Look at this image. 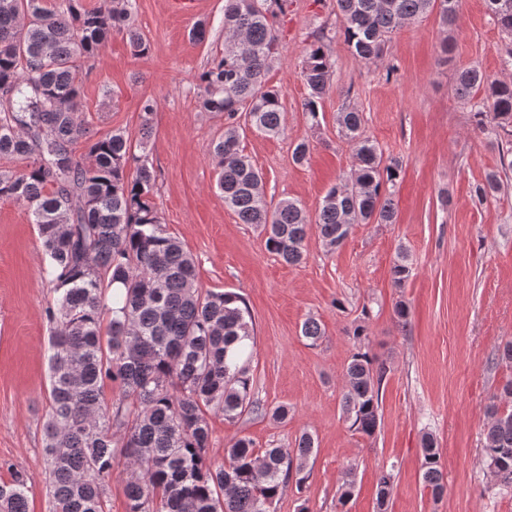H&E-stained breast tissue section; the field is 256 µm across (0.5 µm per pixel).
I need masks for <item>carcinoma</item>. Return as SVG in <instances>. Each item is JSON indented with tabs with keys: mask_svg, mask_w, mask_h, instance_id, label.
Returning a JSON list of instances; mask_svg holds the SVG:
<instances>
[{
	"mask_svg": "<svg viewBox=\"0 0 512 512\" xmlns=\"http://www.w3.org/2000/svg\"><path fill=\"white\" fill-rule=\"evenodd\" d=\"M501 32L512 40V0H485ZM460 0H336L339 28L352 55L378 60L393 32L429 14L443 31L455 27ZM288 0H224V51L196 77L200 107L224 114V135L214 148L216 185L241 223L265 234L267 248L284 263L302 262L313 229L332 251L355 224H392L390 188L400 165L362 128V113L347 105L336 113L339 133L351 146L353 168L323 196L315 218L296 200L274 204L263 176L240 148V130L265 136L284 131L281 92L266 82L280 62L278 16ZM132 0H65L50 10L42 0H0V154L31 160L22 171L0 170V198L23 204L45 256L43 274L56 297L45 313L50 327V401L43 426L49 473L48 512H108L112 472L128 474V512H271L288 487L305 482L315 448L304 433L297 448L254 449L238 438L224 461L209 455L207 415L235 420L262 409L253 398L256 338L243 298L203 290L183 244L161 224L153 201L156 171L149 162L154 101L141 103L139 138L110 130L77 153L82 71L114 32H126L133 54L150 50L128 25ZM334 64L323 37L311 42L301 67L307 89L302 112L320 125L322 103L333 84ZM483 90L474 116L481 131L510 137L500 168L476 186L482 203L502 189L512 170V82L476 67L457 74L455 93L467 100ZM401 287L410 277L405 256L392 268ZM124 288L112 293L113 285ZM384 370L359 350L347 365L343 413L353 431L378 427ZM106 380L121 397L108 402ZM512 382L488 408L483 456L499 484L512 488ZM423 479L431 495L446 485L434 438L422 440ZM27 483L15 473L0 485V512H27ZM390 476L379 479L376 512H386Z\"/></svg>",
	"mask_w": 512,
	"mask_h": 512,
	"instance_id": "obj_1",
	"label": "carcinoma"
}]
</instances>
